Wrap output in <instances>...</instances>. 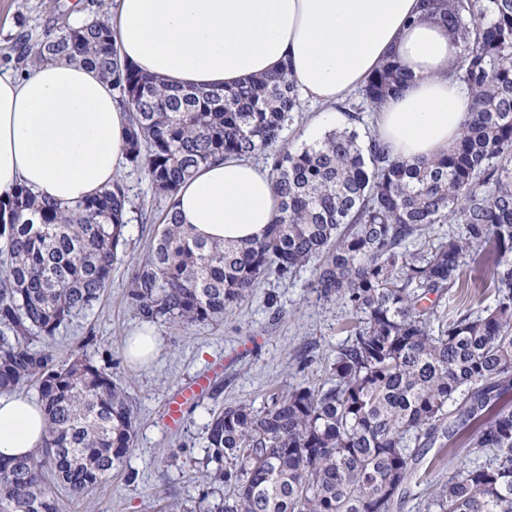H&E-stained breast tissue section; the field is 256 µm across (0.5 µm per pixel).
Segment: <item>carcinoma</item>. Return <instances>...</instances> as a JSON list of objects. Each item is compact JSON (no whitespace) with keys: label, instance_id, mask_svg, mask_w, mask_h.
<instances>
[{"label":"carcinoma","instance_id":"obj_1","mask_svg":"<svg viewBox=\"0 0 512 512\" xmlns=\"http://www.w3.org/2000/svg\"><path fill=\"white\" fill-rule=\"evenodd\" d=\"M426 2L459 40L453 75L472 105L456 145L416 162L375 132L360 138L348 102L336 105L347 127L280 148L301 111L285 74L173 88L122 60L98 18L13 48L18 65L64 58L111 83L129 114L128 161L160 197L208 162L260 156L270 169L278 215L258 241L207 242L165 210L125 293L141 320L209 322L303 268L357 319L323 383L212 417L201 479L230 493L206 512H397L423 449L460 439L485 461L449 476L425 512H512V0ZM408 79L390 58L358 94L374 112ZM128 204L122 179L66 208L24 186L0 194V393L36 387L47 421L42 448L0 453V512H57L46 470L84 498L134 446L131 397L88 354L93 339L65 362L53 344L112 282ZM447 223L462 228L429 240ZM489 245L493 304L438 314Z\"/></svg>","mask_w":512,"mask_h":512}]
</instances>
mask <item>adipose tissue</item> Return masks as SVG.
I'll list each match as a JSON object with an SVG mask.
<instances>
[{
	"mask_svg": "<svg viewBox=\"0 0 512 512\" xmlns=\"http://www.w3.org/2000/svg\"><path fill=\"white\" fill-rule=\"evenodd\" d=\"M120 56L171 86L229 89L288 71L306 104L343 100L395 58L410 79L379 112L377 132L415 161L456 142L471 98L448 76L459 42L421 0H114ZM127 116L109 83L62 59L0 72V194L24 185L62 205L111 188L126 158ZM268 169L202 166L173 198L193 233L261 239L277 211ZM47 424L39 404L0 396V453L31 454Z\"/></svg>",
	"mask_w": 512,
	"mask_h": 512,
	"instance_id": "obj_1",
	"label": "adipose tissue"
}]
</instances>
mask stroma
<instances>
[{"instance_id":"obj_1","label":"stroma","mask_w":512,"mask_h":512,"mask_svg":"<svg viewBox=\"0 0 512 512\" xmlns=\"http://www.w3.org/2000/svg\"><path fill=\"white\" fill-rule=\"evenodd\" d=\"M69 0H0V66L4 52L23 36L40 37L71 22ZM129 188L126 253L112 270V282L101 302L73 318L57 334L60 360L93 337L89 351L97 364L110 367L126 386L134 405V448L125 469L86 498L75 499L56 489L58 512H166L169 504H191L202 492L198 471L205 455V426L229 404L246 400L263 409L274 392L299 380L317 385L337 348L347 339L349 317L336 304L319 301L310 288V270L286 278L269 277L254 295L223 318L196 325L161 322L156 357L144 365L129 362L125 341L141 321L125 303V289L137 262L148 254L160 226L152 215L166 210L145 174L125 165ZM208 385L183 413L176 428L163 416L175 392L196 379ZM175 452L176 462H162ZM476 460L471 449L430 450L418 467V484L400 512H418V499L447 481L457 469ZM136 471L128 481L127 471Z\"/></svg>"}]
</instances>
